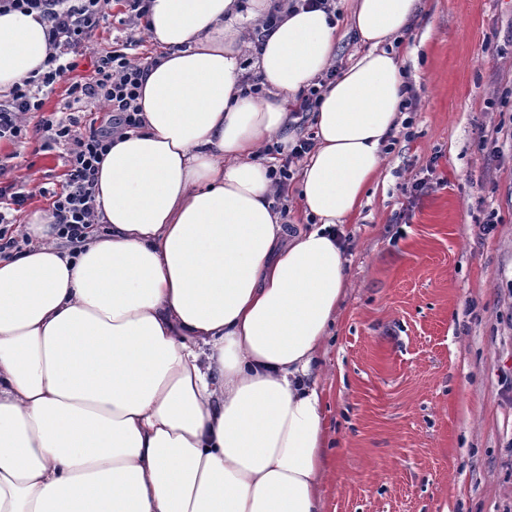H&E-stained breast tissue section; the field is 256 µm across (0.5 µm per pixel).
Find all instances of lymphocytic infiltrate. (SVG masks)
<instances>
[{
	"label": "lymphocytic infiltrate",
	"mask_w": 512,
	"mask_h": 512,
	"mask_svg": "<svg viewBox=\"0 0 512 512\" xmlns=\"http://www.w3.org/2000/svg\"><path fill=\"white\" fill-rule=\"evenodd\" d=\"M121 25L130 29L125 39L113 41L109 50L97 56L90 76L77 75V56L82 55L99 28L110 17L111 0H0V13H39L46 21L50 54L45 72L16 86L8 99L0 100V141L36 140L42 152L64 148L66 172L60 188H41L52 200L60 239L79 246L96 222L95 181L99 166L112 146L114 133L142 125L138 105L142 79L153 63L152 57H132L138 34L147 28L148 0H121ZM67 82L68 100L62 110L43 115L46 97L60 82ZM98 102L109 114L107 124L84 125L77 106ZM36 124H29V116ZM313 143L298 138L289 151L269 142L264 154L279 156L278 166L269 168L277 202L288 200V186L294 167ZM25 184L0 185V257L20 251L22 237L16 228V213L29 199Z\"/></svg>",
	"instance_id": "f902f5d3"
}]
</instances>
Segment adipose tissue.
I'll return each mask as SVG.
<instances>
[{
	"mask_svg": "<svg viewBox=\"0 0 512 512\" xmlns=\"http://www.w3.org/2000/svg\"><path fill=\"white\" fill-rule=\"evenodd\" d=\"M420 0H351L368 49L323 87L285 224L258 153L336 58L339 22L283 9L243 94L247 20L273 0H151L159 57L140 129L112 139L98 230L69 251L51 209L0 258V512H324L318 356L348 286L335 229L405 119L390 45ZM47 25L0 14V94L43 69Z\"/></svg>",
	"mask_w": 512,
	"mask_h": 512,
	"instance_id": "ef3b65f1",
	"label": "adipose tissue"
}]
</instances>
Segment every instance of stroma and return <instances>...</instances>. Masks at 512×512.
<instances>
[{"label": "stroma", "mask_w": 512, "mask_h": 512, "mask_svg": "<svg viewBox=\"0 0 512 512\" xmlns=\"http://www.w3.org/2000/svg\"><path fill=\"white\" fill-rule=\"evenodd\" d=\"M399 60L416 109L344 225L322 356L325 512H512V0H422ZM1 157L34 192L22 225L64 162L8 141Z\"/></svg>", "instance_id": "stroma-1"}]
</instances>
